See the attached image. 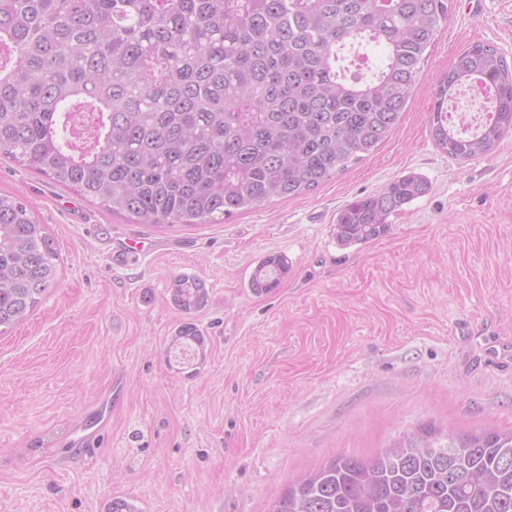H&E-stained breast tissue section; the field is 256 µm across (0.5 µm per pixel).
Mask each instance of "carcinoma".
I'll return each instance as SVG.
<instances>
[{
	"label": "carcinoma",
	"instance_id": "1",
	"mask_svg": "<svg viewBox=\"0 0 512 512\" xmlns=\"http://www.w3.org/2000/svg\"><path fill=\"white\" fill-rule=\"evenodd\" d=\"M448 0H0V156L140 224L226 221L306 194L395 131ZM479 82L495 112L462 135L448 97ZM512 131V65L463 49L431 110L454 159L488 154ZM409 174L349 202L345 245L384 236L425 195ZM59 255L23 198L0 194V328L23 321L57 282ZM288 259L249 279L268 294ZM184 316L175 342L204 350L205 283L168 288ZM273 512H512V430L427 432L365 460L341 455L300 477Z\"/></svg>",
	"mask_w": 512,
	"mask_h": 512
}]
</instances>
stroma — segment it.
Returning <instances> with one entry per match:
<instances>
[{
    "instance_id": "obj_1",
    "label": "stroma",
    "mask_w": 512,
    "mask_h": 512,
    "mask_svg": "<svg viewBox=\"0 0 512 512\" xmlns=\"http://www.w3.org/2000/svg\"><path fill=\"white\" fill-rule=\"evenodd\" d=\"M402 121L305 195L217 224L154 228L0 160L32 205L58 283L0 333V512H271L288 481L400 437L512 428V132L487 155L439 149L429 117L469 45L512 63V0H450ZM429 191L387 234L341 245L336 216L407 175ZM290 270L257 295L255 267ZM201 279L203 355L167 360L183 320L167 288ZM95 444L77 428L103 396ZM289 268L288 259L284 255H268L251 274L249 287L255 294H268L279 288L288 275Z\"/></svg>"
}]
</instances>
